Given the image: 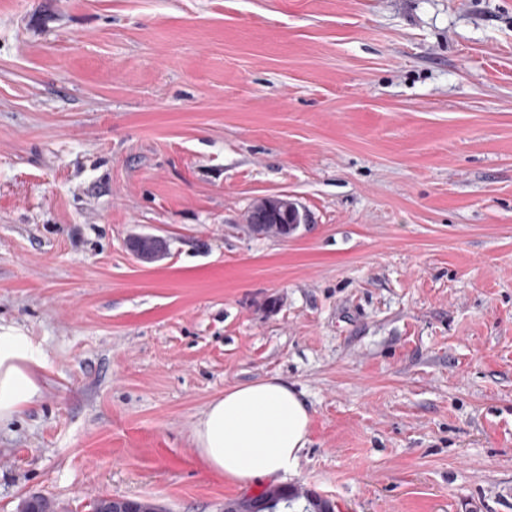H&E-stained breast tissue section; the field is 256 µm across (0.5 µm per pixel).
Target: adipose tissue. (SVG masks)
Returning a JSON list of instances; mask_svg holds the SVG:
<instances>
[{
	"instance_id": "ef3b65f1",
	"label": "adipose tissue",
	"mask_w": 512,
	"mask_h": 512,
	"mask_svg": "<svg viewBox=\"0 0 512 512\" xmlns=\"http://www.w3.org/2000/svg\"><path fill=\"white\" fill-rule=\"evenodd\" d=\"M45 361L33 336L0 324V427L38 405ZM311 415L287 382L272 377L225 389L194 423L205 468L242 486L293 467L309 440Z\"/></svg>"
}]
</instances>
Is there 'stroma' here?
Returning <instances> with one entry per match:
<instances>
[{
  "instance_id": "35a3bbf8",
  "label": "stroma",
  "mask_w": 512,
  "mask_h": 512,
  "mask_svg": "<svg viewBox=\"0 0 512 512\" xmlns=\"http://www.w3.org/2000/svg\"><path fill=\"white\" fill-rule=\"evenodd\" d=\"M0 323L46 361L0 512H224L262 485L193 424L270 377L311 412L277 483L512 512V0H0Z\"/></svg>"
}]
</instances>
